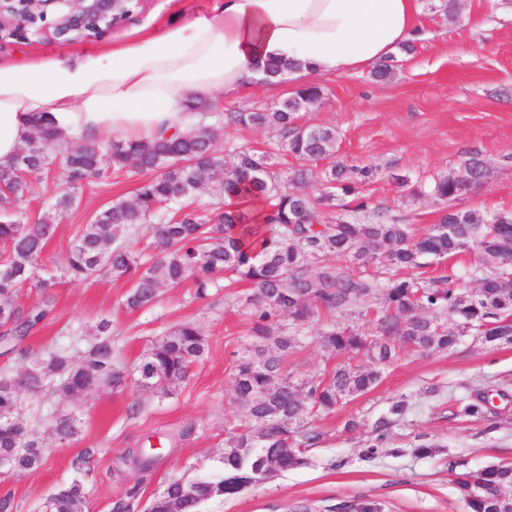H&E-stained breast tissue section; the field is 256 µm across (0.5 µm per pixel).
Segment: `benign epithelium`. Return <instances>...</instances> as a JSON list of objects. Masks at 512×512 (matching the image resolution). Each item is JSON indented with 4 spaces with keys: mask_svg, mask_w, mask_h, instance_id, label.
I'll list each match as a JSON object with an SVG mask.
<instances>
[{
    "mask_svg": "<svg viewBox=\"0 0 512 512\" xmlns=\"http://www.w3.org/2000/svg\"><path fill=\"white\" fill-rule=\"evenodd\" d=\"M126 0H0V32L9 29L21 37L44 18L45 8L64 3L68 10L55 26V34L69 40L72 33L91 32L101 35L115 25V17Z\"/></svg>",
    "mask_w": 512,
    "mask_h": 512,
    "instance_id": "7a95c632",
    "label": "benign epithelium"
}]
</instances>
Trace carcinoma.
<instances>
[{"label":"carcinoma","instance_id":"carcinoma-1","mask_svg":"<svg viewBox=\"0 0 512 512\" xmlns=\"http://www.w3.org/2000/svg\"><path fill=\"white\" fill-rule=\"evenodd\" d=\"M322 97L311 82L297 87L273 107L227 112L228 125L276 130L265 149L225 147L218 128L203 122L195 131L155 141L89 138L65 157V185L102 173V165L143 176L134 198L116 200L82 225L63 267L72 282L93 277L125 279L130 310L153 306L164 286L190 283L203 298L212 288L240 283L252 287L236 297L250 320V342L233 353L232 380L245 419L224 430L223 471L215 478L175 479L153 499L148 512H198L216 497H233L277 475L310 464V449L323 433L310 420L322 419L372 391L396 363L403 345L425 354L445 352L462 336L491 345H512V212L484 214L446 208L439 223L416 234L412 225L358 196L376 169L337 158L338 135L330 126L300 124V112ZM68 139L47 119H36L24 146L25 166L0 165V345L4 354L25 356L23 340L51 312L47 296L53 283L38 274V259L55 234L48 217L23 221L10 207L28 193V176L53 166ZM289 156L291 167L278 169ZM489 174L482 154L471 152L450 175H437L408 192L452 203L472 193ZM207 186L216 189L213 209L193 206ZM154 238L153 251L136 253L126 245L142 225ZM471 252L476 265L458 274L424 277L415 271ZM350 259L353 267L328 263ZM478 282L469 289L466 279ZM29 285L42 303L21 307L15 293ZM457 319L460 331L442 317ZM370 318L363 334L357 321ZM322 322L316 340L338 363L318 376L295 378L287 358L302 347L304 326ZM101 338L74 358L51 351L24 371L23 379L0 372V461L16 470L39 467L45 450L30 437L21 393L48 391L69 399L110 388L121 391L128 374L112 364V333L100 325ZM206 339L194 322H182L152 343L135 367L136 384L158 397L184 381L202 360ZM489 399L477 394L464 404L467 416L487 412ZM405 413L402 401L373 423L362 450L366 459L388 447L391 429ZM73 413L55 417L53 433L67 444L80 432ZM455 485L467 512H512V465L494 464L457 474ZM81 481L51 491L47 512H82ZM340 512H383L380 502L353 499Z\"/></svg>","mask_w":512,"mask_h":512}]
</instances>
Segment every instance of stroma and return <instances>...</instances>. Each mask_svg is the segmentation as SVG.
I'll return each mask as SVG.
<instances>
[{"label": "stroma", "mask_w": 512, "mask_h": 512, "mask_svg": "<svg viewBox=\"0 0 512 512\" xmlns=\"http://www.w3.org/2000/svg\"><path fill=\"white\" fill-rule=\"evenodd\" d=\"M504 2L459 0L453 21L423 10L416 50L404 57L393 79L376 80L368 68L318 76L322 97L301 114L302 124L335 127L340 159L377 167V177L364 189L369 205L412 225L416 233L439 223L445 205L429 196L404 197L396 176L417 182L450 174L474 150L489 164L491 176L456 201V208L512 210V13ZM172 15L171 0H140L122 24L104 35L66 42L54 36L51 14L42 32L23 39L0 37V58H65L159 29ZM138 182V175L109 168L104 177L79 184L74 206L57 217L58 167L31 176L23 214L53 216L57 226L39 259L41 276L55 282L52 311L23 341L28 358L0 355V370L19 374L29 357L88 348L103 320L110 323L113 361L125 370L135 367L153 341L185 321L201 327L205 356L163 400L133 385L88 393L79 406L82 431L65 446L55 439L53 417L69 408V401L55 394L25 396L24 417L46 455L35 470L0 469V495H11L14 512H42L45 496L76 477L86 492L84 512H145L170 481L220 473L224 431L244 417L231 365L233 351L249 341L250 321L223 294L200 299L190 285L165 287L154 307L131 311L122 303L126 281L73 283L61 275L81 225L113 200L132 199ZM318 329L315 322L305 326L304 348L288 358L296 378L319 375L335 364L315 341ZM483 390L495 394L491 412L482 419L462 416L461 406ZM402 397L408 409L395 429L393 448L373 461L362 460L359 452L374 421ZM351 418L359 427L348 432L344 424ZM316 426L323 439L310 451V466L238 496L210 500L200 512H298L304 505L352 498L379 501L386 512H466L453 483L455 473L512 464V346L493 347L466 336L446 352L403 349L374 390ZM176 432L183 435L178 447H160L161 460L151 471L134 467L139 449ZM420 437L434 444L432 455L413 454ZM87 449L93 453L89 468L75 472L73 459Z\"/></svg>", "instance_id": "obj_1"}]
</instances>
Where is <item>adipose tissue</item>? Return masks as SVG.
<instances>
[{"instance_id": "obj_1", "label": "adipose tissue", "mask_w": 512, "mask_h": 512, "mask_svg": "<svg viewBox=\"0 0 512 512\" xmlns=\"http://www.w3.org/2000/svg\"><path fill=\"white\" fill-rule=\"evenodd\" d=\"M419 0H217L213 8L91 53L0 60V164L36 118L63 134L153 140L202 121L194 103L238 100L269 63L292 76L341 75L395 55Z\"/></svg>"}]
</instances>
